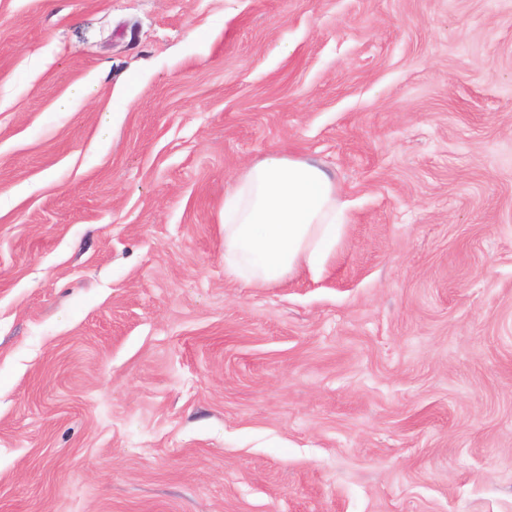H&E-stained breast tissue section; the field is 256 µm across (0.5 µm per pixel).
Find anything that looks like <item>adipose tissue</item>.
I'll return each mask as SVG.
<instances>
[{"label":"adipose tissue","instance_id":"adipose-tissue-1","mask_svg":"<svg viewBox=\"0 0 512 512\" xmlns=\"http://www.w3.org/2000/svg\"><path fill=\"white\" fill-rule=\"evenodd\" d=\"M345 221L336 185L319 163L281 156L252 164L224 188V278L267 288L304 271L320 277Z\"/></svg>","mask_w":512,"mask_h":512}]
</instances>
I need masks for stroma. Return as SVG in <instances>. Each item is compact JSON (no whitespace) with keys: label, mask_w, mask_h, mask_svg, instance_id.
Wrapping results in <instances>:
<instances>
[{"label":"stroma","mask_w":512,"mask_h":512,"mask_svg":"<svg viewBox=\"0 0 512 512\" xmlns=\"http://www.w3.org/2000/svg\"><path fill=\"white\" fill-rule=\"evenodd\" d=\"M288 155L336 260L230 283ZM0 194V512H512V0H0ZM330 173L290 156L250 165L224 188V278L268 288L326 272L347 224Z\"/></svg>","instance_id":"stroma-1"}]
</instances>
